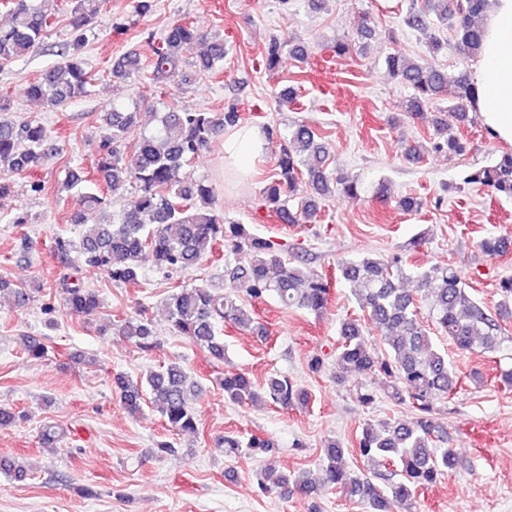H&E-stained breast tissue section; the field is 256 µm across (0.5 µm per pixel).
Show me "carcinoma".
I'll list each match as a JSON object with an SVG mask.
<instances>
[{
  "label": "carcinoma",
  "mask_w": 512,
  "mask_h": 512,
  "mask_svg": "<svg viewBox=\"0 0 512 512\" xmlns=\"http://www.w3.org/2000/svg\"><path fill=\"white\" fill-rule=\"evenodd\" d=\"M65 2L74 35L72 52L42 71L28 86L32 100L56 111L85 96L92 85L93 76L85 68L80 50L103 4V0ZM8 4L10 19L0 24V69L39 51L46 32L55 24V17L35 0H8ZM488 9L489 0H422L410 7L403 23L424 31L430 26V17H436L453 32L465 58L474 59L482 50ZM202 45L206 49L196 53L192 66L197 75H213L224 62V42L192 22L173 23L157 43L151 44L152 81H163L184 53ZM139 63L133 52L119 57L111 67L112 77L128 78L139 69ZM386 65L390 76L414 91L407 105L408 115H421L424 107L446 100L450 114L459 121H469L468 109L474 107L475 90L467 75L451 78L432 62L413 61L400 53L387 56ZM9 111L8 100L1 94L0 196L11 191L12 176L41 167L55 151L50 134L40 122L31 119L17 123L8 117ZM139 119L138 112L112 106L100 127L102 154L93 171L79 165L65 168L63 186L77 201L69 222L81 226L80 253L85 264L105 272L116 285L135 287L147 262L159 270H185L199 264L209 245L222 243L231 252L248 249L252 254L250 264L225 265L222 286L178 285L167 299L170 332L189 338L217 362L224 361L222 327L261 332L246 309L247 297L272 296L285 307L321 313L329 300L328 281L305 275L283 257L280 244L256 237L244 225L226 220L216 206L213 183L194 177L190 171L195 159L216 144L225 128L240 123L237 105L229 103L222 112L188 108L161 112L156 127L132 142L130 134ZM430 148L459 156L467 151V142L450 137L429 148L418 144L405 156L418 161ZM331 163V150L324 136L306 124L296 126L279 144V172L262 188V206L282 224H306L320 212V200L338 191L357 196L361 191L358 180L333 176ZM465 183L512 198V152L503 153L492 167L470 171ZM132 185L140 192L138 204L120 214H106L107 199L123 194ZM481 247L487 252H504L512 247V240L492 234L482 240ZM72 249L71 241L56 239V256L65 270L59 279L63 301L75 315L94 316L100 309L97 291L72 282L68 273L73 268ZM339 270L367 312V324L353 318L340 323L336 378L341 380L352 372L378 377L384 395L397 403H410L415 417L408 422H386L363 429L358 452L373 467L371 477L346 468L343 444L329 439L324 443L318 479L310 478L305 470L283 472L269 459L259 487L263 494L281 499L308 497L321 487H331L371 512H391L393 505L413 512L417 492L458 464L456 450L448 447L445 429L437 417L436 403L453 394L460 381L448 354L435 347L418 321V302H426L436 330L457 350L466 352L477 345L493 349L500 344L498 318L512 317V278L499 282L503 300L495 317L469 296L451 264L420 270L395 255L346 260ZM409 279L417 281L420 296L400 288V282ZM2 293L9 294L18 308L31 301L27 289L13 288L3 278ZM369 326L379 332L384 350L377 352L368 345L365 332ZM107 329L142 351L156 346L151 320L143 311L111 321ZM24 347L32 358H44L49 353L42 336L25 337ZM112 385L130 415L139 414L149 402L172 430L196 432L194 400L199 386L182 365L171 363L136 381L116 373ZM220 385L224 398L236 404L263 402L288 411L304 407L310 400L309 392L286 375L271 376L257 386L246 374L231 372L224 374ZM65 436L55 424L40 427L39 441L44 447H56ZM217 446L226 456H236L244 448L253 456H270L275 450L271 439L259 436L243 441L226 435L217 440ZM390 465L400 468V479L382 486L376 479L381 477L380 469ZM0 471L17 481L28 475L24 466L8 458L0 459Z\"/></svg>",
  "instance_id": "cac0c4a2"
}]
</instances>
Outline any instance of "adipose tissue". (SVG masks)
Returning a JSON list of instances; mask_svg holds the SVG:
<instances>
[{"label":"adipose tissue","mask_w":512,"mask_h":512,"mask_svg":"<svg viewBox=\"0 0 512 512\" xmlns=\"http://www.w3.org/2000/svg\"><path fill=\"white\" fill-rule=\"evenodd\" d=\"M470 79L481 122L496 140L512 144V0H493L483 51ZM266 145L261 128H235L224 137L225 167L253 172Z\"/></svg>","instance_id":"1"}]
</instances>
